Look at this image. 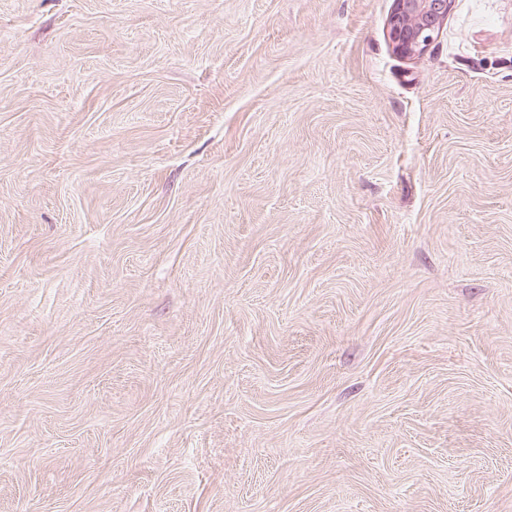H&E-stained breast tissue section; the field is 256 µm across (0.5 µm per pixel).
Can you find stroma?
<instances>
[{"instance_id":"1","label":"stroma","mask_w":512,"mask_h":512,"mask_svg":"<svg viewBox=\"0 0 512 512\" xmlns=\"http://www.w3.org/2000/svg\"><path fill=\"white\" fill-rule=\"evenodd\" d=\"M0 0V512H512V0ZM451 0H395L389 20V37L404 56L421 54L439 35Z\"/></svg>"}]
</instances>
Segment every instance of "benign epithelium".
I'll return each instance as SVG.
<instances>
[{
    "label": "benign epithelium",
    "instance_id": "benign-epithelium-1",
    "mask_svg": "<svg viewBox=\"0 0 512 512\" xmlns=\"http://www.w3.org/2000/svg\"><path fill=\"white\" fill-rule=\"evenodd\" d=\"M451 0H394L389 20V37L404 56L421 54L439 35Z\"/></svg>",
    "mask_w": 512,
    "mask_h": 512
}]
</instances>
